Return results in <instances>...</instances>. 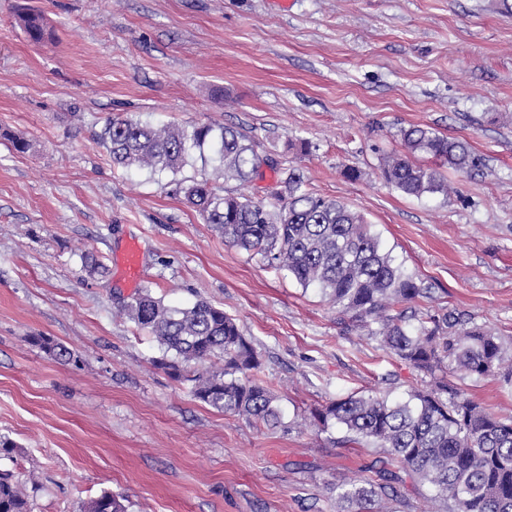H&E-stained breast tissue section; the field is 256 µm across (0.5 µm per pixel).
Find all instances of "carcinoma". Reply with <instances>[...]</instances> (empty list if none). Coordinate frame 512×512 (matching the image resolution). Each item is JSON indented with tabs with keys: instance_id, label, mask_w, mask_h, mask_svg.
Segmentation results:
<instances>
[{
	"instance_id": "1",
	"label": "carcinoma",
	"mask_w": 512,
	"mask_h": 512,
	"mask_svg": "<svg viewBox=\"0 0 512 512\" xmlns=\"http://www.w3.org/2000/svg\"><path fill=\"white\" fill-rule=\"evenodd\" d=\"M17 24L34 43L50 36L37 11L21 10ZM400 136L405 152L384 155L381 174L407 196L446 198L450 187L441 169L468 174L483 168L467 142L427 126L402 128ZM98 140L118 167L176 175L193 152L209 145L226 182L245 184L274 172L275 188L267 200L221 194L206 177L188 185L175 179L174 191L225 242L261 255L268 267L287 272L303 288L318 289L336 307L341 322L367 329L386 352L433 377L430 389L414 391L405 401L351 395L315 410L313 417L324 427L339 426L345 444L386 449L412 481L428 486L430 500L443 507L451 502L455 512H512V416L487 411L448 380L500 376L511 383L512 360L505 359L497 336L454 309L418 307L430 288L396 263L360 213L313 194L302 169L278 167L236 127L156 128L118 116L106 123ZM419 154L433 159L436 167L420 163ZM119 314L158 343L163 355L154 361L156 366L177 379L193 372L194 398L255 426L280 423L276 396L254 375L261 366L260 354L224 309L206 300L190 307L167 306L146 286L121 305ZM33 341L60 362L74 359L71 349L45 336ZM214 357L224 360V368L205 369ZM401 481L392 472L379 482L345 481L336 486L335 512H379V500L394 496ZM0 512H28L23 492L7 474H0ZM81 512L127 509L118 497L104 493L83 504Z\"/></svg>"
}]
</instances>
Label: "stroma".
<instances>
[{"label":"stroma","instance_id":"1","mask_svg":"<svg viewBox=\"0 0 512 512\" xmlns=\"http://www.w3.org/2000/svg\"><path fill=\"white\" fill-rule=\"evenodd\" d=\"M21 7L45 14L52 40L28 41ZM119 114L244 130L361 213L429 286L421 306L469 314L512 355V13L500 0H0V437L14 444L0 472L31 512H78L105 492L127 512H332L337 484L398 465L346 447L313 410L433 382L339 324L318 290L225 243L171 173L114 167L97 136ZM409 125L467 140L485 171L449 173L446 197L393 189L379 161ZM131 241L141 285L164 304L204 299L238 320L278 426L195 399L155 366L153 337L115 316L134 293L121 267ZM87 253L105 273H89ZM461 386L512 414V383Z\"/></svg>","mask_w":512,"mask_h":512}]
</instances>
